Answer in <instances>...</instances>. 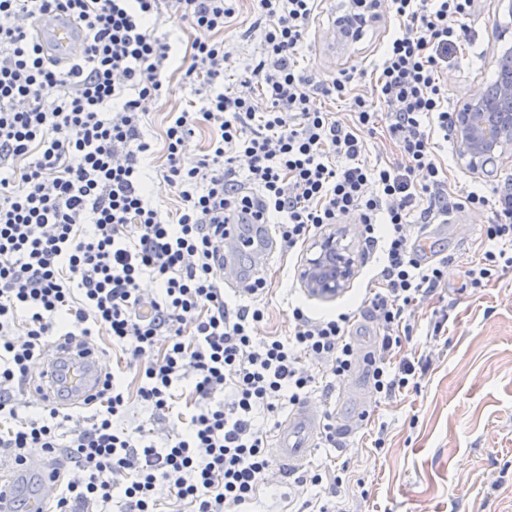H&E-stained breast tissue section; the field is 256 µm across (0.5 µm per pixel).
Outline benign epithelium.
Masks as SVG:
<instances>
[{"instance_id": "1", "label": "benign epithelium", "mask_w": 512, "mask_h": 512, "mask_svg": "<svg viewBox=\"0 0 512 512\" xmlns=\"http://www.w3.org/2000/svg\"><path fill=\"white\" fill-rule=\"evenodd\" d=\"M381 0H355L351 11L336 21V43L361 36L374 23ZM498 61L508 63L502 78L458 106L453 114V134L459 157L472 172L494 174L497 161L512 150V47L503 49ZM313 257L299 271L305 287L314 293L334 294L346 287L356 261L341 238L331 232L313 244Z\"/></svg>"}]
</instances>
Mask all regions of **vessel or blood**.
Listing matches in <instances>:
<instances>
[{"mask_svg": "<svg viewBox=\"0 0 512 512\" xmlns=\"http://www.w3.org/2000/svg\"><path fill=\"white\" fill-rule=\"evenodd\" d=\"M48 58L68 63L79 57L85 40L78 24L68 15L50 13L38 19L33 27ZM252 230H245L236 219H228L224 227V265L234 271L236 287H243L245 276L236 270L235 258L249 253L255 267H263L275 252L278 242L260 215H252ZM37 383L32 394L42 402L55 406L80 403L94 395L101 381L100 355L96 349L66 346L40 364L34 371ZM320 410L305 403L294 407L279 428L271 452L280 471L295 472L309 457L319 435ZM38 474L37 490L29 502V512H46L54 500L64 472L44 466L41 453L27 456L25 464L0 456V472L7 471L11 480L0 484V512H14L18 478L28 471Z\"/></svg>", "mask_w": 512, "mask_h": 512, "instance_id": "obj_1", "label": "vessel or blood"}]
</instances>
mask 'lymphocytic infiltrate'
<instances>
[{"label": "lymphocytic infiltrate", "mask_w": 512, "mask_h": 512, "mask_svg": "<svg viewBox=\"0 0 512 512\" xmlns=\"http://www.w3.org/2000/svg\"><path fill=\"white\" fill-rule=\"evenodd\" d=\"M239 0H0V451L30 449L66 470L52 512H241L272 469L258 413L315 392L331 394L317 364L335 376L352 367L351 312L292 309L291 336L256 340L265 279L230 303L217 273L229 217L250 221L262 206L281 243L295 248L351 215L365 247L379 248L377 291L366 300L382 334L368 358L376 392L390 397L416 376L403 347L406 311L440 287V266L422 263L413 242L453 204L434 138L452 118L444 73L449 53L470 44L474 0H390L395 28L373 67L370 95L355 96L343 123L311 97L344 94L352 74L323 84L297 58L318 0H254L260 51L237 83L224 84L229 55L220 34ZM61 11L80 24L83 56L63 67L28 37L30 23ZM463 18L453 28L449 17ZM193 30L184 53L158 36L162 18ZM192 98L165 131L163 178L180 200L166 220L149 194L143 136L146 101L162 100L173 74ZM267 106L258 110L256 97ZM384 125L403 161L369 165L358 136ZM207 151L186 162L198 127ZM253 185L255 195L242 191ZM470 208L491 207L490 262L512 266V188L468 192ZM157 289L145 295L141 284ZM102 332L135 371L136 394L155 415L172 412L175 383L190 380L193 412L157 445L151 430L122 427L129 394L114 374L90 401V417L42 403L27 384L48 338L87 340Z\"/></svg>", "instance_id": "lymphocytic-infiltrate-1"}]
</instances>
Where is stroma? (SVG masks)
<instances>
[{
    "instance_id": "1",
    "label": "stroma",
    "mask_w": 512,
    "mask_h": 512,
    "mask_svg": "<svg viewBox=\"0 0 512 512\" xmlns=\"http://www.w3.org/2000/svg\"><path fill=\"white\" fill-rule=\"evenodd\" d=\"M346 0H320L300 53L301 67L316 79L331 81L339 71L371 69L394 27L388 7L360 40L333 49L328 33ZM254 20L251 0H240L239 14L224 30L231 53L225 73L234 82L259 51V36L245 37ZM511 18L500 0H476L467 24L472 48L462 66L444 74L451 105L480 92L492 80L503 46L501 25ZM190 96L179 84L159 102H147L150 121L144 136L159 170L165 162L164 138L171 113L185 108ZM436 153L448 168V193L483 186L512 185V154L504 155L494 176L469 171L460 162L455 141H439ZM490 210L450 213L447 222L418 225L416 236L428 241L425 261L443 263L444 280L434 295L407 311L412 329L410 349L428 361L416 386L395 396L376 393L366 357L379 330L361 305L369 279L378 270L377 255H364L359 226L348 223L346 243L357 260L348 287L333 295H315L303 287L298 272L309 255L299 249L292 259L274 254L261 269L269 284L267 314L256 323V338L289 335L292 304L302 301L320 312L357 313L351 341L357 354L342 382L356 404L341 405L338 396L312 393L308 400L325 417L349 420L336 430L335 444L319 442L304 468L320 473L314 487L297 476L269 480L253 512H298L314 501L328 512H512V267L496 268L482 288L471 287L468 272L482 263L494 244L486 237ZM383 448H375L376 438Z\"/></svg>"
}]
</instances>
